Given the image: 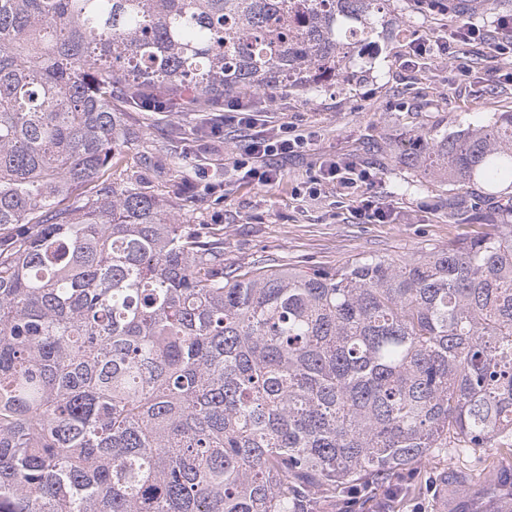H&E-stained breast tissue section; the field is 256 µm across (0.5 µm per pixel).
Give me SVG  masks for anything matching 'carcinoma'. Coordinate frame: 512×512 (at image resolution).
Instances as JSON below:
<instances>
[{
	"label": "carcinoma",
	"instance_id": "carcinoma-1",
	"mask_svg": "<svg viewBox=\"0 0 512 512\" xmlns=\"http://www.w3.org/2000/svg\"><path fill=\"white\" fill-rule=\"evenodd\" d=\"M380 2L0 0V512H317L512 451L511 112L411 157L500 230L402 263L228 273L224 235L112 180L141 134L112 101L309 91ZM470 508L512 512V472Z\"/></svg>",
	"mask_w": 512,
	"mask_h": 512
}]
</instances>
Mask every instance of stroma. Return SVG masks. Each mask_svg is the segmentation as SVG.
Returning a JSON list of instances; mask_svg holds the SVG:
<instances>
[{"label": "stroma", "instance_id": "obj_1", "mask_svg": "<svg viewBox=\"0 0 512 512\" xmlns=\"http://www.w3.org/2000/svg\"><path fill=\"white\" fill-rule=\"evenodd\" d=\"M379 18L387 25L379 51L350 62L347 81H328L306 93L253 92L269 127H294L310 142L304 151L276 159L282 173L276 184L252 185L236 166L247 144L244 129L225 126L223 144L197 146L199 133L219 115L189 106L127 113L142 135L121 149L126 178L174 204L182 223L222 230L224 264L234 268L270 262L326 268L371 254L403 262L455 238L489 232L495 202H481L470 220L454 222L447 178L405 165L402 157L430 137L512 112V61L492 58L487 41L495 32V12L480 6L471 11L467 20L484 37L468 43L449 39L459 23L456 12L432 11L418 0H387ZM444 38L447 55L412 56L415 41ZM461 64L467 76H458ZM322 159L368 167L375 183L343 189L324 182L310 189ZM201 169L220 191L210 193L197 179ZM370 195L391 201L392 223L359 215V199ZM497 468L512 471V455L492 448L434 455L388 485L362 488L356 512H448L452 505L465 512L467 497L448 502L441 478L466 479L476 493L494 481Z\"/></svg>", "mask_w": 512, "mask_h": 512}]
</instances>
